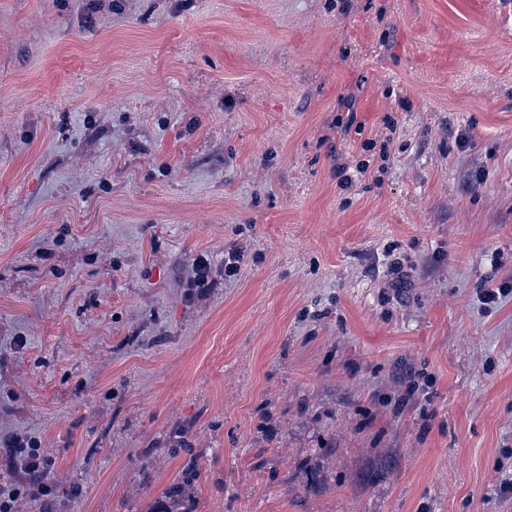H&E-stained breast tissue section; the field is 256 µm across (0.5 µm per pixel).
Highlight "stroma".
Wrapping results in <instances>:
<instances>
[{
  "instance_id": "1",
  "label": "stroma",
  "mask_w": 512,
  "mask_h": 512,
  "mask_svg": "<svg viewBox=\"0 0 512 512\" xmlns=\"http://www.w3.org/2000/svg\"><path fill=\"white\" fill-rule=\"evenodd\" d=\"M11 434L51 512H512V0H0Z\"/></svg>"
}]
</instances>
